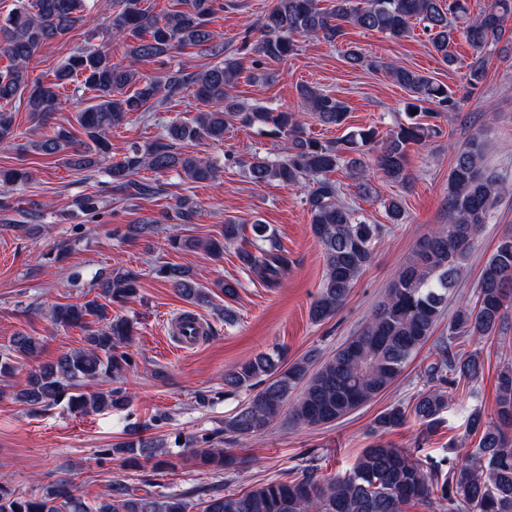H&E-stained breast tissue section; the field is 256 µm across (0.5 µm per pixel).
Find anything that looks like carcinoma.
Returning <instances> with one entry per match:
<instances>
[{"label":"carcinoma","mask_w":512,"mask_h":512,"mask_svg":"<svg viewBox=\"0 0 512 512\" xmlns=\"http://www.w3.org/2000/svg\"><path fill=\"white\" fill-rule=\"evenodd\" d=\"M273 0L264 14L257 43L243 38L232 49L215 41L208 30L215 14L224 10L223 0H176V7L158 17L147 0H113L107 17L110 35L124 41L121 59L98 49L71 55L53 72V80L33 78L29 68L46 44L66 36L84 20L86 0H16L13 10L0 19V52L8 64L0 67V145L9 147L18 137L15 112L8 105L24 104L32 122L30 131L41 133L28 148L43 156H57L80 171L107 161L112 128L125 123L133 112H149L164 100L188 90L203 109L190 123L172 122L158 138L133 146L123 159L109 165L106 175L112 189L126 197L146 198L164 192L159 180L143 181V170L157 174L174 171L192 182L211 181L218 169L208 160L184 150L185 144L203 137L224 140V131L235 122L264 124L288 141V156L269 160L255 157L248 164L255 184L277 181L296 186L311 176H321L306 198L310 224L322 247L326 272L318 297L310 308L316 323L331 319L348 297L361 272L374 258L384 227L358 219L338 199L339 187L328 174L340 168L358 180V189L369 192L367 176L375 169L387 180L408 185L406 148L423 144L440 134V126L426 122L443 112L458 109L459 100L447 86L396 63L384 65L358 46L346 50L347 63L358 68H384L409 98L403 109L406 121L398 123L385 138L364 129L326 144L306 135L299 112L274 111L262 106L248 108L234 94L244 68L242 56L256 52L267 64H279L299 51L298 38L343 41L344 25L350 23L367 32L401 41L410 36L414 24L423 25L433 53L453 66L452 50L457 38L465 39L475 57L469 84L481 83L486 71V53L506 37L504 22L512 15V0H489L475 17L468 0ZM197 48L211 56H224L215 65L172 70L160 78L137 69L144 60L162 58L176 49ZM78 82L91 92L88 104L75 114L83 130L77 137L58 124L53 134L42 130L61 107L60 89ZM302 107L327 126L345 124L348 106L316 86L298 88ZM381 143L373 160L364 147ZM485 142L471 137L454 149V165L448 178V224L424 238L409 260L400 267L385 299L374 309L362 331L323 358L310 353L286 362L280 352L255 355L224 375V394L240 390L249 397L224 419V427L209 436H184L175 447L185 448L202 464L219 471H235L240 459L215 439L229 434L246 439L267 428L280 417L295 425L317 427L332 423L387 389L408 363L432 338L448 305L463 262L475 248L477 234L486 223L499 191V179L483 166ZM31 171L0 169V184L28 183ZM392 224L405 221L402 200L392 197L384 204ZM243 225L226 224L222 238L194 239L175 230L168 236L173 249L204 248L215 258L224 255V244L242 234ZM252 249L237 252L241 265L273 288L287 273L288 251L264 224L251 225ZM174 292L191 303H210L211 293L200 287L190 269L174 264L156 268ZM141 272L127 268L95 275L97 294L87 300L58 303L51 319L62 328H78L84 334L83 348L65 352L54 361L39 364L17 379L20 361L40 357L39 338L17 333L0 350V378L14 402L35 413L51 409L67 399L70 411L89 415L129 404L120 387L91 390V382L114 383L131 371L135 363L127 346L135 333L127 316L112 314L137 293ZM512 307V235L502 236L486 261L478 281L476 300L455 313L452 336L436 344L437 358L425 369L436 390L419 393L411 415L430 432L444 422L450 408V392L460 381L470 382L483 371L480 356L454 350V340L463 338L487 348L498 347L497 336L508 309ZM497 410L489 416L479 409L466 419V432L478 438L470 456L444 471L427 467L403 449L382 439L389 429L402 425L407 415L392 407L373 421L374 441L363 449L352 470L325 476L307 467L291 477L260 484L245 492L211 494L201 502L202 512H404V506L422 502L430 509L448 512H512V364L497 373ZM169 444L157 436L112 444L103 455L143 463L159 469L166 464ZM186 493L152 490V483L139 486L114 480L101 498L89 503L77 493L71 478L59 476L39 491L14 495L0 488V512H188Z\"/></svg>","instance_id":"cac0c4a2"}]
</instances>
